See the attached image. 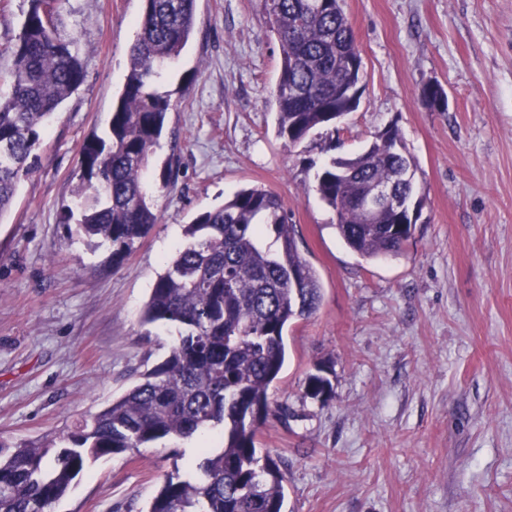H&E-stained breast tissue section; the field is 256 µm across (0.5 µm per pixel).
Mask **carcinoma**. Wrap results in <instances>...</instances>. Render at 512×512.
<instances>
[{
    "mask_svg": "<svg viewBox=\"0 0 512 512\" xmlns=\"http://www.w3.org/2000/svg\"><path fill=\"white\" fill-rule=\"evenodd\" d=\"M59 0H29L12 65L0 70V217L21 179L40 161L45 130L85 81L78 40L61 32ZM128 73L112 107L108 136L81 149L80 184L64 223L77 236L112 246V262L132 252L154 224L145 174L161 138L170 95L155 86L159 67L191 38L196 0H142ZM342 0H262L281 48L276 89L278 136L296 145L333 122L349 102L338 87L361 82L362 60ZM418 171L397 128L352 157H335L317 175V191L335 213L336 234L367 261L402 254L416 225H394L386 211L366 218L360 201L379 185L415 190L400 179ZM184 242L158 274L141 311L145 324L183 328L164 361L124 395L43 441L0 444V512H54L73 481L100 458L165 439L219 430L181 474L167 477L148 512H283L286 478L256 438L271 412L269 390L287 356L290 324L323 301L320 277L301 255L281 197L243 187L186 225ZM329 367L314 365L306 395L326 403Z\"/></svg>",
    "mask_w": 512,
    "mask_h": 512,
    "instance_id": "1",
    "label": "carcinoma"
}]
</instances>
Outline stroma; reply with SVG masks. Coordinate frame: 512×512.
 <instances>
[{"label": "stroma", "mask_w": 512, "mask_h": 512, "mask_svg": "<svg viewBox=\"0 0 512 512\" xmlns=\"http://www.w3.org/2000/svg\"><path fill=\"white\" fill-rule=\"evenodd\" d=\"M142 0H61L85 81L0 217V441L57 432L122 396L178 329L140 311L184 227L244 186L284 201L323 303L286 333L258 436L286 474L285 512H512V0H344L363 60L358 108L300 144L276 134L280 46L261 0H197L193 36L156 80L173 108L147 172L158 222L120 264L62 224L89 134L105 135ZM439 82L448 109L430 111ZM396 125L424 222L367 261L317 191L331 157ZM328 361L332 397L305 393ZM173 439L90 465L54 512H147Z\"/></svg>", "instance_id": "1"}]
</instances>
